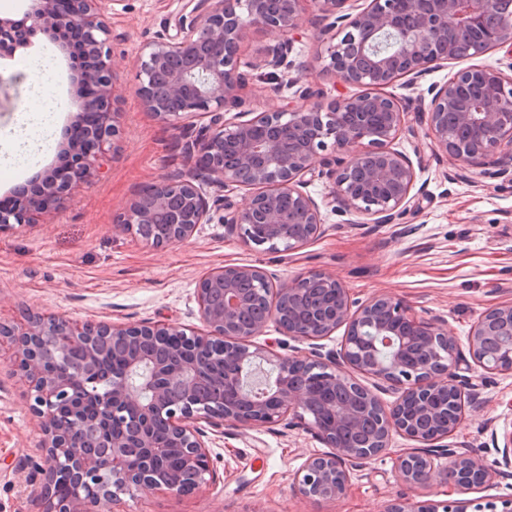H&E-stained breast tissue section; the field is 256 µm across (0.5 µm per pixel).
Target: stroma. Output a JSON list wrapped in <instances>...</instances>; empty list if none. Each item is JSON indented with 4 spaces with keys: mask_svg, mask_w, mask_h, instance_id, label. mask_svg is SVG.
<instances>
[{
    "mask_svg": "<svg viewBox=\"0 0 512 512\" xmlns=\"http://www.w3.org/2000/svg\"><path fill=\"white\" fill-rule=\"evenodd\" d=\"M185 0H103L109 27L121 130L107 143L90 181L75 186L53 221L16 224L0 230V322L22 321L28 310L88 320L137 324L163 321L177 327L201 325L197 288L202 276L225 264L265 269L273 284L308 272L336 276L354 305L380 294L396 296L422 318L438 316L449 335L465 339L486 309L512 302V158L494 155L460 170L431 150L428 127L414 112L428 101V88L447 82L456 65L436 67L417 84L399 80L385 88L408 110L406 124L392 147L410 161H421L410 199L390 224L343 211L330 196L328 178L315 176L306 190L318 203L324 232L292 253L246 246L228 235L220 214L198 225L185 242L164 249L122 230L117 220L146 187L174 174H188L194 161L182 154V129L159 122L136 95L137 59ZM325 21L309 14L295 38L289 59L298 87L322 102L359 93L324 70L317 59L331 36ZM277 33L252 30L242 45L240 65L247 76L241 92L243 112L255 117L287 100L302 105L292 90L271 96L273 79L256 63ZM51 56L54 70L43 89L24 75V61ZM0 79L10 82V101L0 114V199L35 173L59 165L62 133L74 119L80 75L62 41L40 34L30 45L0 56ZM46 93L55 104L53 144L40 148L31 166L17 164L29 150L31 119L27 101ZM464 374L481 399L449 436L452 448H466L495 459V447L512 429V373L484 374L468 363ZM31 388L16 371L13 348L0 341V512H41L27 478L40 461L41 434L35 424ZM411 440L394 436L389 450L354 468L348 491L325 506L300 497L295 479L305 460L327 452L306 419L287 416L279 425L228 426L208 434L212 478L207 486L174 496L164 491L125 499V512H385L409 496L396 468Z\"/></svg>",
    "mask_w": 512,
    "mask_h": 512,
    "instance_id": "obj_1",
    "label": "stroma"
}]
</instances>
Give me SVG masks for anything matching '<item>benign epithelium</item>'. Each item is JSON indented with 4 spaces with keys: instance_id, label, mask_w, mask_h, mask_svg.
<instances>
[{
    "instance_id": "benign-epithelium-1",
    "label": "benign epithelium",
    "mask_w": 512,
    "mask_h": 512,
    "mask_svg": "<svg viewBox=\"0 0 512 512\" xmlns=\"http://www.w3.org/2000/svg\"><path fill=\"white\" fill-rule=\"evenodd\" d=\"M102 0H78L73 11L59 0H35L21 18L0 17V51L7 52L42 33L52 38L78 29L84 58L92 60L84 82L97 92L75 102L82 135L67 141L66 159L14 189L15 205L0 211V225L28 224L38 215L47 221L71 187L87 182L99 168L103 146L119 131L110 78L109 30L99 11ZM347 0H186L157 41L140 58L137 94L160 122L176 125L212 116L194 130L186 153L192 174L165 178L139 193L120 227L163 221L169 233L146 238L155 247L189 239L207 222L211 209L222 210L228 233L246 245L294 251L322 234L320 208L305 191L308 174L332 180V197L344 208L389 223L409 199L416 180L412 162L393 150L403 127L405 107L379 89L401 79L414 82L448 62L479 57L488 49L472 41L492 12L491 0H369L347 23V38L330 39L318 59L337 81L367 91L325 106L275 108L243 120L223 113L240 105L245 76L238 49L253 28L273 29L282 39L267 47L260 66L283 70L285 80L272 87L294 86L288 77V53L312 6L334 21ZM512 52V15L499 20L491 49ZM478 81L483 97L474 103L458 98L457 87ZM428 128L431 146L456 168L479 163L496 151L512 156V76L500 69L470 65L431 89ZM331 141L337 156L319 151ZM213 188L204 196L195 182ZM229 186L255 190L250 204L235 210L225 201ZM204 328L168 323L125 325L85 322L63 316L28 315L19 325L0 322L10 338L19 368L33 383L34 411L44 439L45 466L38 470L45 512H98L117 493L131 498L150 491L180 495L199 490L210 474L207 431L226 424L274 425L289 414L311 416L310 428L331 448L308 457L298 491L314 501L333 503L347 491L351 469L384 453L392 436L419 443L400 454L401 481L417 491L445 483L459 493L477 487L468 474L490 481L500 468L512 469V430L504 435L499 458L489 463L466 448L439 441L461 423L465 407L479 399L478 388L458 373L464 354L441 318L417 316L400 299L380 295L352 309L348 289L331 274L311 272L273 287L254 265L228 264L204 276L197 291ZM273 322L280 333L315 341L346 327L340 351L310 356H280L252 338ZM124 348L122 374L101 389L91 378L109 348ZM468 351L483 371L511 372L498 358L512 355V303L482 312L470 327ZM85 352L81 366L70 351ZM274 363L272 383L257 384L253 368ZM374 380L370 389L355 374ZM391 389L397 399L385 405L375 390ZM69 420L57 418L59 405ZM171 453L180 455L178 471L165 469ZM445 458L448 466L436 460ZM69 491L57 493L60 464ZM469 501L426 503L405 498L387 512H467Z\"/></svg>"
}]
</instances>
